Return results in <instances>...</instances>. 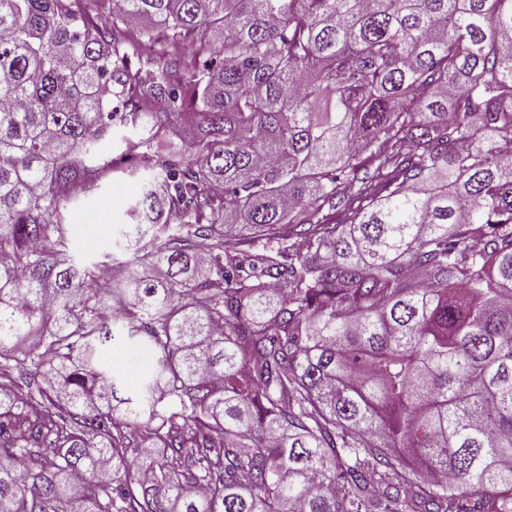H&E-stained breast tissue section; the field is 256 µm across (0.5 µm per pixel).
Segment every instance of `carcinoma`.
<instances>
[{
    "label": "carcinoma",
    "instance_id": "cac0c4a2",
    "mask_svg": "<svg viewBox=\"0 0 512 512\" xmlns=\"http://www.w3.org/2000/svg\"><path fill=\"white\" fill-rule=\"evenodd\" d=\"M79 2L0 0V512H512V0ZM127 138H136V133L131 126H116L112 129V136L94 144L91 154L98 163L113 160L119 162V159L125 150V140ZM123 170L112 173L101 188L86 196L81 195L72 206L77 224L72 227V255L83 265L91 261H103L104 254L111 250L124 261L116 240L124 224L131 222L129 208L137 198L146 172ZM121 352L119 360L123 367V379L125 390H130L138 383L140 377L154 366L148 355V346L141 343L128 341L126 338L117 339Z\"/></svg>",
    "mask_w": 512,
    "mask_h": 512
}]
</instances>
